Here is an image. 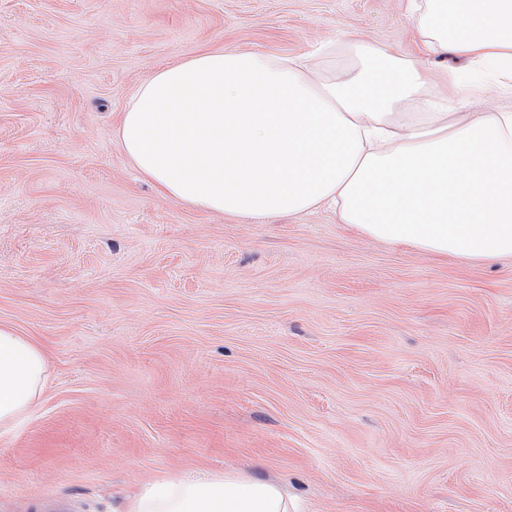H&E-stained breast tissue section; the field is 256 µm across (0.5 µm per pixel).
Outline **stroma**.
<instances>
[{
    "label": "stroma",
    "mask_w": 512,
    "mask_h": 512,
    "mask_svg": "<svg viewBox=\"0 0 512 512\" xmlns=\"http://www.w3.org/2000/svg\"><path fill=\"white\" fill-rule=\"evenodd\" d=\"M407 0H0V324L49 375L0 440V512H124L171 473L299 512H512V258L466 264L335 212L163 197L116 116L203 49L402 53Z\"/></svg>",
    "instance_id": "1"
}]
</instances>
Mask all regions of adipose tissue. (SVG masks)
Listing matches in <instances>:
<instances>
[{
  "label": "adipose tissue",
  "instance_id": "ef3b65f1",
  "mask_svg": "<svg viewBox=\"0 0 512 512\" xmlns=\"http://www.w3.org/2000/svg\"><path fill=\"white\" fill-rule=\"evenodd\" d=\"M425 56L512 80V0H407ZM307 57L203 51L137 88L116 129L169 199L231 217L335 208L357 233L479 264L512 257V112H465L420 61L353 38ZM42 349L0 325V435L39 400ZM282 484L224 472L143 484L126 512H293Z\"/></svg>",
  "mask_w": 512,
  "mask_h": 512
}]
</instances>
